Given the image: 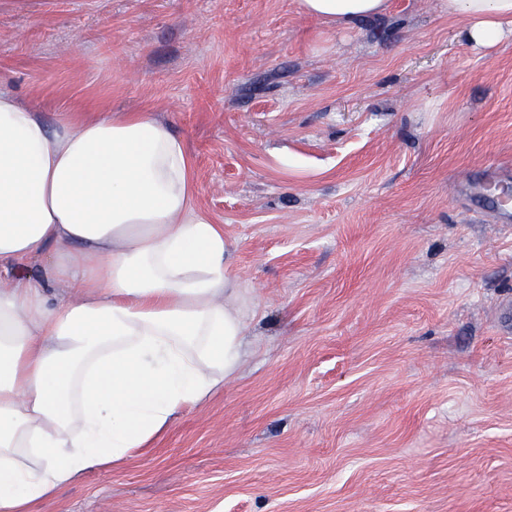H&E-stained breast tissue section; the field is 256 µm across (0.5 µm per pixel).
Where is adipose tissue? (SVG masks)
Returning a JSON list of instances; mask_svg holds the SVG:
<instances>
[{
  "instance_id": "adipose-tissue-1",
  "label": "adipose tissue",
  "mask_w": 512,
  "mask_h": 512,
  "mask_svg": "<svg viewBox=\"0 0 512 512\" xmlns=\"http://www.w3.org/2000/svg\"><path fill=\"white\" fill-rule=\"evenodd\" d=\"M445 4L473 48L512 35V0ZM299 6L333 23L386 0ZM193 197L186 145L153 113L50 124L0 92V512L149 447L237 371L224 228ZM29 261L41 281L17 274Z\"/></svg>"
}]
</instances>
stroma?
<instances>
[{
  "label": "stroma",
  "mask_w": 512,
  "mask_h": 512,
  "mask_svg": "<svg viewBox=\"0 0 512 512\" xmlns=\"http://www.w3.org/2000/svg\"><path fill=\"white\" fill-rule=\"evenodd\" d=\"M439 0H0V91L183 137L245 305L235 376L38 512H512V37ZM299 6L306 16L336 23L377 16L385 11L386 0H300ZM468 192L480 208L492 211L496 218L504 221L512 219L510 197H508L506 202H503L501 199L487 196L483 192L482 184L480 183L469 185Z\"/></svg>",
  "instance_id": "obj_1"
}]
</instances>
